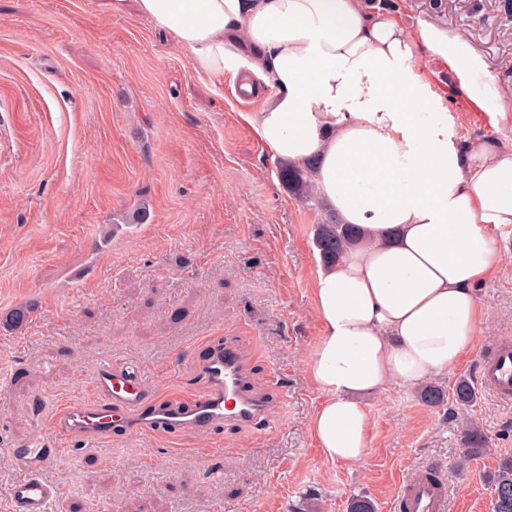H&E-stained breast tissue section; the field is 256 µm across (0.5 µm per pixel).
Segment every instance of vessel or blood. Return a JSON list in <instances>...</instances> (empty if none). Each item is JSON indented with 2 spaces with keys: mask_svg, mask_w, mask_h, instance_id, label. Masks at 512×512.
Returning <instances> with one entry per match:
<instances>
[{
  "mask_svg": "<svg viewBox=\"0 0 512 512\" xmlns=\"http://www.w3.org/2000/svg\"><path fill=\"white\" fill-rule=\"evenodd\" d=\"M203 361L205 387L173 403L144 385L138 367L100 365L94 376V400L68 403L54 415L57 436L70 444L111 437L113 431L131 435L160 434L172 441L230 424L265 431L269 416L264 399L249 385L247 370L236 343L210 342ZM478 386L498 401L512 404V338L499 337L479 357ZM60 454L46 439L31 440L13 449L15 464L25 476L11 492L12 512H49L58 495L56 486L41 477L43 467ZM448 479L444 471L427 464L403 481L393 512H447Z\"/></svg>",
  "mask_w": 512,
  "mask_h": 512,
  "instance_id": "b4317fda",
  "label": "vessel or blood"
}]
</instances>
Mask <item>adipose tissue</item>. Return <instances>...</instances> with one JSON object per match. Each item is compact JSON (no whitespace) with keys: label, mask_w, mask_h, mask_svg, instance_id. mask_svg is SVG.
Listing matches in <instances>:
<instances>
[{"label":"adipose tissue","mask_w":512,"mask_h":512,"mask_svg":"<svg viewBox=\"0 0 512 512\" xmlns=\"http://www.w3.org/2000/svg\"><path fill=\"white\" fill-rule=\"evenodd\" d=\"M206 77L246 70L271 88L246 121L275 157L307 168L313 194L361 242L313 284L308 364L325 399L310 430L331 461L359 464L360 394L419 386L475 344L476 285L512 230V158L460 143L419 74L414 39L363 0H137Z\"/></svg>","instance_id":"adipose-tissue-1"}]
</instances>
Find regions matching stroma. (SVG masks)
<instances>
[{
	"label": "stroma",
	"mask_w": 512,
	"mask_h": 512,
	"mask_svg": "<svg viewBox=\"0 0 512 512\" xmlns=\"http://www.w3.org/2000/svg\"><path fill=\"white\" fill-rule=\"evenodd\" d=\"M499 2L443 0L434 19L424 0H394L374 15L466 43L477 65L419 44L420 73L447 98L457 139L512 157V17ZM270 93L246 100L236 77L196 75L135 6L0 0V512L24 476L12 449L53 437L58 406L90 401L100 364H135L175 401L203 388L209 336L238 340L269 429L216 426L178 455L144 434L62 447L43 471L58 488L50 512H347L358 495L392 512L430 461L445 468L448 512H493L486 476L512 455V404L487 393L459 413L396 384L362 394L364 463L322 455L308 421L324 396L308 363L324 212L288 191L244 119ZM142 208L148 221L132 223ZM496 248L495 277L474 290L476 349L431 379L445 390L473 380L478 348L512 336V237ZM466 418L488 451L462 468Z\"/></svg>",
	"instance_id": "obj_1"
}]
</instances>
